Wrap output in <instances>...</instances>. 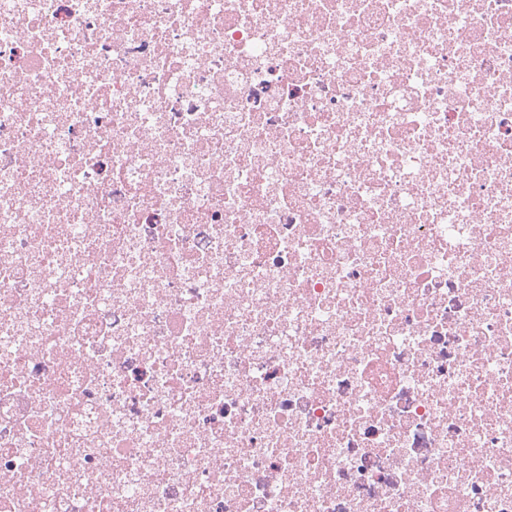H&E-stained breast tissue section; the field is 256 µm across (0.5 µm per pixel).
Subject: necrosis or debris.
<instances>
[{
  "label": "necrosis or debris",
  "mask_w": 512,
  "mask_h": 512,
  "mask_svg": "<svg viewBox=\"0 0 512 512\" xmlns=\"http://www.w3.org/2000/svg\"><path fill=\"white\" fill-rule=\"evenodd\" d=\"M0 512H512V0H0Z\"/></svg>",
  "instance_id": "obj_1"
}]
</instances>
